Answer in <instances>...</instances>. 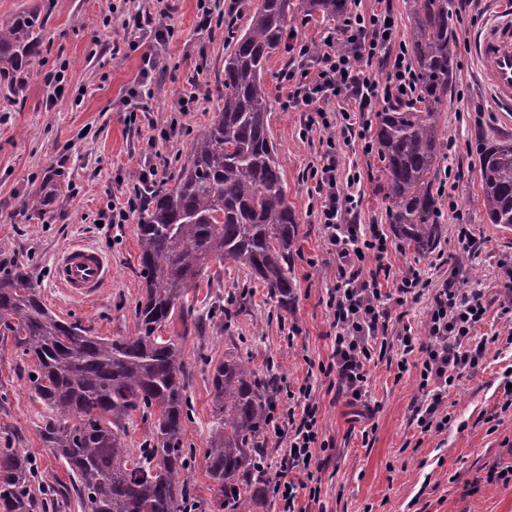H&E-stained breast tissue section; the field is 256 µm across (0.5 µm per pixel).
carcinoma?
Returning a JSON list of instances; mask_svg holds the SVG:
<instances>
[{"label": "carcinoma", "instance_id": "obj_1", "mask_svg": "<svg viewBox=\"0 0 512 512\" xmlns=\"http://www.w3.org/2000/svg\"><path fill=\"white\" fill-rule=\"evenodd\" d=\"M406 49L417 102L377 115L389 224L407 249L427 255L444 225L435 220L432 180L443 161L441 109L450 99L457 42L451 0H406ZM341 0H260L224 53V107L192 143L170 188L146 189L137 225L143 292L132 335L102 338L58 318L27 266L0 253V336L34 362L33 398L50 413L40 437L67 467L81 512H188L191 456L184 448L190 403L183 347L164 336L193 311L187 295L216 261L249 269L282 309L295 301L288 276L299 224L288 202L269 131L267 60L286 43L295 12L334 15ZM45 19L22 11L0 25V82L15 93L40 53ZM480 203L489 223L512 229V141L477 151ZM237 299H210L205 319L231 321ZM216 421L206 442L213 486L209 512H246L269 488L264 467L275 378L229 351L209 364ZM147 425L138 448L126 438ZM36 467L18 448H0V512H31Z\"/></svg>", "mask_w": 512, "mask_h": 512}]
</instances>
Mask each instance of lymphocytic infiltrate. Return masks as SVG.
<instances>
[{
    "label": "lymphocytic infiltrate",
    "mask_w": 512,
    "mask_h": 512,
    "mask_svg": "<svg viewBox=\"0 0 512 512\" xmlns=\"http://www.w3.org/2000/svg\"><path fill=\"white\" fill-rule=\"evenodd\" d=\"M321 48L305 40L294 45V67L282 71L288 86L285 108L303 112L306 130H318L325 149L319 164L309 166L310 179L319 199L318 222L324 241L336 258L333 285L326 306L334 330L332 353L324 375H335L339 392L350 403L363 405V417L374 409L369 404L367 375L377 353L390 347L389 322L396 308L430 291L426 332L428 343L416 346L411 332H403L401 356L421 351L416 368L421 398L414 409L420 432L447 429L448 394L466 374L478 371L487 342L478 332L489 306L481 290H467L448 284L433 289L424 271L408 268L394 271L387 236L376 224H361L364 195L360 174L342 175L338 146L362 142L364 154H371L368 141L373 112L380 107L403 104L416 90L414 71L404 46L398 45L396 27L390 22V7L362 10V0ZM341 109H332L333 101ZM288 409L270 410L274 431L283 432L285 446L276 462L272 491L280 512H306L298 505L299 491L318 501L319 477L312 460L331 451L319 422L320 408L312 385L288 391Z\"/></svg>",
    "instance_id": "obj_1"
}]
</instances>
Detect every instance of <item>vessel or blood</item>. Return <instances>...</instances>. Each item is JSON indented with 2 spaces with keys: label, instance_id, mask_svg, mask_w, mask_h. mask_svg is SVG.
Listing matches in <instances>:
<instances>
[{
  "label": "vessel or blood",
  "instance_id": "1",
  "mask_svg": "<svg viewBox=\"0 0 512 512\" xmlns=\"http://www.w3.org/2000/svg\"><path fill=\"white\" fill-rule=\"evenodd\" d=\"M476 56L487 61L482 73L504 111L512 112V13L477 31L473 37ZM57 287L72 297L91 298L112 278V258L90 244H74L60 252L52 267Z\"/></svg>",
  "mask_w": 512,
  "mask_h": 512
}]
</instances>
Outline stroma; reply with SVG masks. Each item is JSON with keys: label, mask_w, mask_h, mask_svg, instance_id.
Segmentation results:
<instances>
[{"label": "stroma", "mask_w": 512, "mask_h": 512, "mask_svg": "<svg viewBox=\"0 0 512 512\" xmlns=\"http://www.w3.org/2000/svg\"><path fill=\"white\" fill-rule=\"evenodd\" d=\"M225 23L200 28L198 0H0V24L19 10L38 7L46 20L38 63L26 78L22 98L13 102L0 92V251L28 263L44 304L58 317L79 322L91 335L109 338L134 331L135 307L142 293L136 224H101L112 202L144 191L139 180L144 162L157 165L159 180L173 174L190 144L205 131L224 100L228 28L244 30L258 0H217ZM139 10L149 32L138 48L129 45L124 26L128 9ZM499 0H475L463 10L452 4L450 25L457 39L454 90L442 112V132L451 149L437 175L445 191L437 195L440 220L448 231L433 254L420 257L394 249L396 269L429 270L433 287L454 282L461 288L484 289L499 298L507 280L499 267L512 260V229L490 224L480 204L474 158L479 143L512 138V115L499 111L497 100L480 81L485 62L477 59L469 37L496 15ZM174 34L156 41L158 24ZM160 61L145 68V56ZM293 62L286 49L268 60L266 89L269 125L288 201L299 224V249L292 259L297 284L290 311L278 308L267 288L234 263L210 264L190 297H241L244 306L231 323L188 333L183 353L188 379L190 416L184 446L194 461L191 495L201 504L214 494L205 475L204 451L214 421L210 361L229 349L251 356L260 376H275V399L287 407L285 388L312 383L320 402L323 433L335 446L322 467L319 502L300 495L308 512H512V483L482 486L492 465H512V411L501 412L504 382L512 371V347L488 344L480 371L463 379L448 398L452 417L447 430L420 433L413 409L421 397L416 370L399 372L398 351L368 371V389L377 406L376 428L365 431V419L347 398L328 390L329 381L310 371L311 363L328 361L332 328L326 290L336 259L328 250L317 220L318 199L305 173L323 148L318 133L302 135L303 113L285 108L288 88L281 71ZM64 72L66 91L54 98L47 77ZM149 78L152 98L129 99L130 88ZM196 89L201 108L181 117L180 133L148 147L151 126L169 117L178 94ZM139 112L128 124L129 109ZM340 166L357 164L364 202L359 223L391 226L381 191L383 165L377 154H363L360 144L340 148ZM457 204L467 227L480 243L478 254L459 262V227L450 204ZM74 243L98 246L112 257V279L90 301L72 300L50 279L58 252ZM29 359L12 341L0 340V448H18L30 456L40 480L68 490L64 463L45 448L39 431L46 417L29 391Z\"/></svg>", "instance_id": "1"}]
</instances>
